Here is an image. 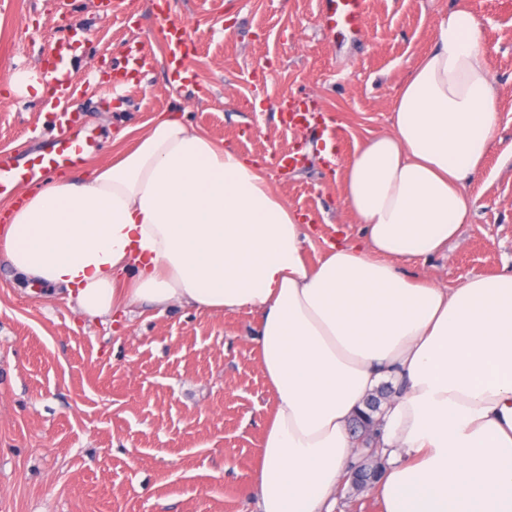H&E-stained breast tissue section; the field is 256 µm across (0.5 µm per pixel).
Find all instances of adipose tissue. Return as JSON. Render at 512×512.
<instances>
[{"label": "adipose tissue", "instance_id": "ef3b65f1", "mask_svg": "<svg viewBox=\"0 0 512 512\" xmlns=\"http://www.w3.org/2000/svg\"><path fill=\"white\" fill-rule=\"evenodd\" d=\"M480 25L459 7L401 81L388 130L340 169L357 242L317 264L256 164L171 110L83 179L27 189L0 229L20 277L90 319L193 306L258 316L275 404L249 495L257 512H333L349 426L383 382L381 512H512V268L448 288L404 271L445 254L494 138Z\"/></svg>", "mask_w": 512, "mask_h": 512}]
</instances>
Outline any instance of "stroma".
I'll use <instances>...</instances> for the list:
<instances>
[{
    "mask_svg": "<svg viewBox=\"0 0 512 512\" xmlns=\"http://www.w3.org/2000/svg\"><path fill=\"white\" fill-rule=\"evenodd\" d=\"M467 6L495 79L496 133L467 191L473 217L448 257L411 274L454 287L512 266V0H367L365 30L325 31L318 0H166L188 20L192 80L173 85L149 0H0V151L18 162L45 150L58 112L80 114L111 160L122 130L185 111L215 142L256 160L309 224V262L357 237L341 181L312 152L318 132L292 130L282 98L310 95L343 133L340 160L391 123L393 100L428 50L439 16ZM152 52L113 107L125 45ZM65 65L55 98L46 75ZM30 82L13 90L7 78ZM305 149L282 176L274 153ZM256 315L177 308L92 321L60 289L28 284L0 255V512H254L248 495L274 406L252 341Z\"/></svg>",
    "mask_w": 512,
    "mask_h": 512,
    "instance_id": "35a3bbf8",
    "label": "stroma"
}]
</instances>
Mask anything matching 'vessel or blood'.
<instances>
[{
  "label": "vessel or blood",
  "mask_w": 512,
  "mask_h": 512,
  "mask_svg": "<svg viewBox=\"0 0 512 512\" xmlns=\"http://www.w3.org/2000/svg\"><path fill=\"white\" fill-rule=\"evenodd\" d=\"M366 0H319L322 26L329 32L348 31L362 34L365 26ZM157 29L168 51L175 72H187L192 39L187 27L164 11L155 13ZM288 124L301 127L310 124L313 113L308 100L295 97L288 101ZM59 135L51 146L18 165L6 152L0 153V195L8 194L23 184H44L58 172L81 169L95 152V144L86 135L78 115L61 112L57 115Z\"/></svg>",
  "instance_id": "1"
}]
</instances>
